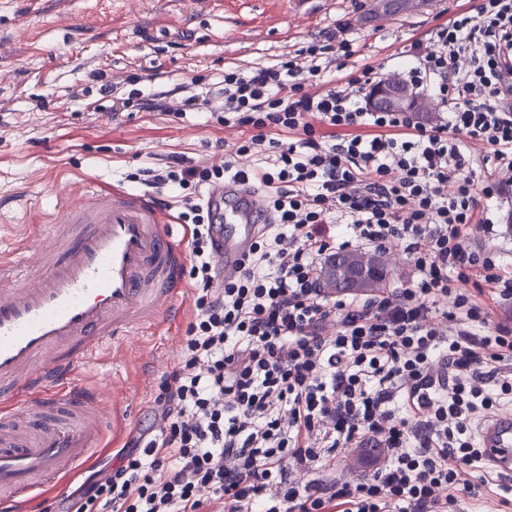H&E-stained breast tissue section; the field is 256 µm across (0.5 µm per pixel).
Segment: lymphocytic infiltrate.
I'll use <instances>...</instances> for the list:
<instances>
[{
    "mask_svg": "<svg viewBox=\"0 0 512 512\" xmlns=\"http://www.w3.org/2000/svg\"><path fill=\"white\" fill-rule=\"evenodd\" d=\"M349 23L271 63L121 96L113 115L197 110L247 129L222 164L170 156L148 185L181 196L197 295L178 363L162 373L153 422L62 512H456L462 469L484 461L475 414L512 398V327L489 326L476 296L512 299V271L491 234L492 174L512 172V0H478L399 54L404 87L447 112L377 109L384 73L351 71ZM376 135L323 146L316 124ZM265 164L252 166L250 157ZM233 178L257 185L275 236L260 235L239 275L215 287L208 213L194 193ZM395 249L415 277L364 301L326 296L318 264L353 245ZM383 445L364 481L336 476L349 448Z\"/></svg>",
    "mask_w": 512,
    "mask_h": 512,
    "instance_id": "f902f5d3",
    "label": "lymphocytic infiltrate"
}]
</instances>
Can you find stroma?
I'll return each mask as SVG.
<instances>
[{"mask_svg":"<svg viewBox=\"0 0 512 512\" xmlns=\"http://www.w3.org/2000/svg\"><path fill=\"white\" fill-rule=\"evenodd\" d=\"M371 0H0V242L18 243L40 224L51 223L64 201L62 183L97 181L139 192L146 170L170 155L188 162L222 163V140L239 132L223 129L209 114L193 110L177 119L136 112L122 122L86 106L96 90L94 71L142 75L143 91L166 90L193 76L218 93L229 61L270 62L311 38L351 22L357 70L396 57L409 36H422L435 15L405 18L394 26L364 28L358 17ZM163 78L148 81L155 69ZM492 211L496 235L475 234L480 249L494 243L512 265V179L502 180ZM187 324L119 343L117 365L89 368L82 381L98 389L105 404H118L116 445L96 451L98 470L111 468L147 421L159 375L177 362ZM491 483H483V476ZM462 482L476 485L460 497V512H512L502 489L512 478L499 471L467 470Z\"/></svg>","mask_w":512,"mask_h":512,"instance_id":"obj_1","label":"stroma"}]
</instances>
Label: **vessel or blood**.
I'll return each mask as SVG.
<instances>
[{"label":"vessel or blood","instance_id":"b4317fda","mask_svg":"<svg viewBox=\"0 0 512 512\" xmlns=\"http://www.w3.org/2000/svg\"><path fill=\"white\" fill-rule=\"evenodd\" d=\"M437 0L372 4L364 23L434 13ZM203 202L220 249V279L235 277L271 220L262 193L232 179ZM149 195L84 184L51 229L0 249V512H24L36 489H63L100 448L111 412L80 375L116 338L175 325L187 285L189 231ZM486 460L512 475V414L477 427Z\"/></svg>","mask_w":512,"mask_h":512}]
</instances>
